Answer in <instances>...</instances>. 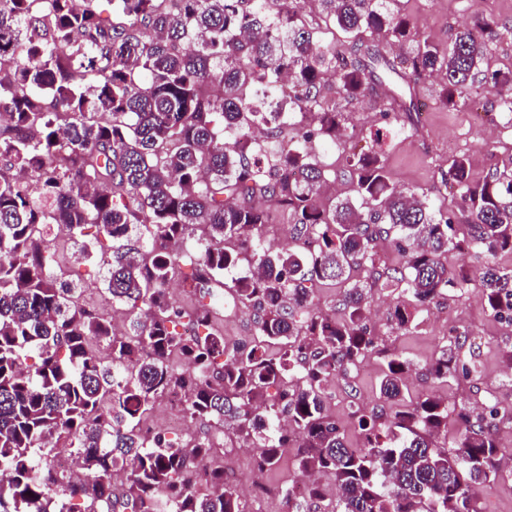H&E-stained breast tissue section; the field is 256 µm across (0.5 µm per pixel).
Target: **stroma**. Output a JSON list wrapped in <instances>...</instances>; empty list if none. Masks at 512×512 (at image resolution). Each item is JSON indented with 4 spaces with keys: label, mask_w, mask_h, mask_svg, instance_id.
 Masks as SVG:
<instances>
[{
    "label": "stroma",
    "mask_w": 512,
    "mask_h": 512,
    "mask_svg": "<svg viewBox=\"0 0 512 512\" xmlns=\"http://www.w3.org/2000/svg\"><path fill=\"white\" fill-rule=\"evenodd\" d=\"M401 3L417 32L443 46L471 19H492L500 39L489 56L490 66L512 67V0H401ZM377 74L379 80L369 95L343 104L344 129L335 146L314 148L327 169V197L350 195L344 156L352 147L363 152L370 150L369 133L380 127L385 132L382 158L391 181L417 194L441 199L443 210L455 212L453 191L441 180L449 157L467 156L472 176L484 178L496 164L512 156V127L505 116L491 110L489 98L483 96L461 111H448L440 103L438 86L432 81L426 82L413 96L410 113L388 111L391 96L407 95L408 89L401 78L385 68H378ZM46 240L62 264L78 276L83 289L81 303L105 310L104 283L93 263L74 261L72 242L57 229H50ZM174 300L180 306L192 303L213 309L230 341L245 342L252 335L253 315L246 308H238L234 313L225 311L223 301L194 296L185 287L177 290ZM392 306L393 300L386 293H374L367 311L368 323L384 332L391 349L412 361L415 371L407 382L410 396L431 390L444 401L466 400L479 408L492 396L504 402L512 401V379L501 374L507 365L504 354L512 350V323L488 315L480 289H470L461 296L451 293L431 304L427 312L420 314L416 327L407 333L388 331L386 323ZM452 329L471 335L470 350L480 370L477 380L460 386L452 382L436 383L425 376L427 362L439 351L444 336ZM381 369V359L372 357L352 372L351 378L357 384V396L353 399L346 394L343 381L334 379L329 383L330 389L336 392L330 413L349 443L357 441L349 418L350 403L355 400L370 408L379 405L377 381Z\"/></svg>",
    "instance_id": "35a3bbf8"
}]
</instances>
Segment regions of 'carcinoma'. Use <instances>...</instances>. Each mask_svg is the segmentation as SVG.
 <instances>
[{
    "mask_svg": "<svg viewBox=\"0 0 512 512\" xmlns=\"http://www.w3.org/2000/svg\"><path fill=\"white\" fill-rule=\"evenodd\" d=\"M0 0V512H254L219 462L244 443L253 466L293 453L304 497L278 488L286 512H479L474 489L502 477L500 425L512 404L482 413L432 393L406 398L411 361L367 324L370 291L396 296L390 329L408 331L450 292L478 287L487 312L512 319V157L482 180L454 156L442 179L458 219L394 185L377 150L346 157L355 198L320 201L325 171L308 143L336 144L342 112L322 89L334 77L346 102L384 65L408 89L441 78L450 110L480 80L512 113V69H492L495 23L477 20L442 47L411 31L400 0ZM341 37L321 43L318 30ZM403 46L390 61L380 38ZM195 42L190 51L186 44ZM274 106L253 109V98ZM271 125L262 161L252 129ZM294 130L282 137L283 128ZM262 195L288 212L296 244H262ZM55 225L91 256L86 229L112 239L101 255L105 301L129 314L117 334L81 305L54 267L44 231ZM198 256L192 293L218 297L224 271L250 258L231 291L254 312L251 340L232 343L211 311L175 306L167 288L183 245ZM395 241L404 262L374 251ZM453 254L448 266L441 257ZM485 263L472 269L467 259ZM342 289L340 311L312 308L315 282ZM198 334L185 337L183 320ZM469 337L451 331L430 359L437 382L479 376L461 362ZM103 342L108 361L94 350ZM383 358L380 397L355 405L352 447L329 413L328 379ZM185 395L189 442L144 429L154 403ZM453 440L454 451L438 444ZM66 451L92 484L57 471ZM329 476L339 497H325Z\"/></svg>",
    "mask_w": 512,
    "mask_h": 512,
    "instance_id": "1",
    "label": "carcinoma"
}]
</instances>
